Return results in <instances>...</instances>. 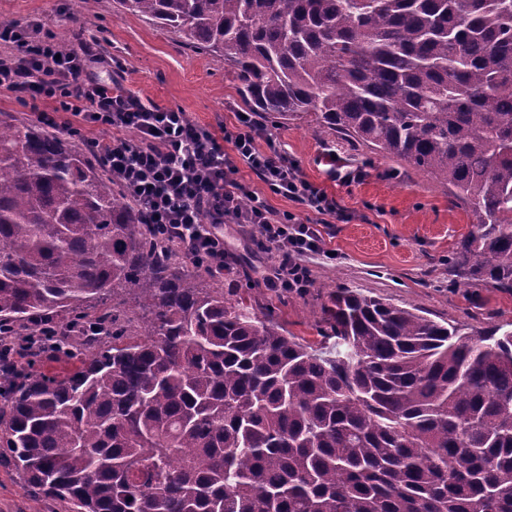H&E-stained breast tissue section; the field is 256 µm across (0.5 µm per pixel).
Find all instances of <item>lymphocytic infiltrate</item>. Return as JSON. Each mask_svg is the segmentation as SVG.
Returning a JSON list of instances; mask_svg holds the SVG:
<instances>
[{"instance_id": "obj_1", "label": "lymphocytic infiltrate", "mask_w": 512, "mask_h": 512, "mask_svg": "<svg viewBox=\"0 0 512 512\" xmlns=\"http://www.w3.org/2000/svg\"><path fill=\"white\" fill-rule=\"evenodd\" d=\"M111 65L94 44L63 52L52 33L0 28V89L25 104L54 100L52 111L37 113L38 122L90 143L159 237L221 273L227 269L224 225H252L257 244L272 255L265 286L298 293L310 288L308 258L331 256L315 224L272 210L263 194L236 175L247 166L269 192L320 215L335 213V200L301 178L287 151L252 113H237L233 126L214 133L181 110L142 104L123 88L103 83L96 69ZM100 130L111 131V138H97Z\"/></svg>"}]
</instances>
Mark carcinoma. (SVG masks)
<instances>
[{"mask_svg":"<svg viewBox=\"0 0 512 512\" xmlns=\"http://www.w3.org/2000/svg\"><path fill=\"white\" fill-rule=\"evenodd\" d=\"M224 62L247 110L431 174L512 291V0H98ZM312 345L155 239L79 143L0 119V448L70 512H512V331L342 288ZM20 345H16V349L24 346L23 351L16 353L14 351L13 361L18 364L19 370H28L33 366V369H46L44 362L47 360L44 354L39 353L37 345L31 346L26 341L19 342ZM44 364V366H43Z\"/></svg>","mask_w":512,"mask_h":512,"instance_id":"obj_1","label":"carcinoma"}]
</instances>
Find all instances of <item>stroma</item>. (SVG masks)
I'll use <instances>...</instances> for the list:
<instances>
[{
    "instance_id": "35a3bbf8",
    "label": "stroma",
    "mask_w": 512,
    "mask_h": 512,
    "mask_svg": "<svg viewBox=\"0 0 512 512\" xmlns=\"http://www.w3.org/2000/svg\"><path fill=\"white\" fill-rule=\"evenodd\" d=\"M0 17L20 25L41 24L52 33L69 32L73 42L94 35L103 56L123 67L115 78L144 102L187 112L190 120L213 130L233 125L243 105L223 62L200 55L142 18L101 12L95 0H0ZM266 128L286 148L305 180L336 201L338 215L320 227L336 262L315 260L313 285L306 292L277 293L262 278L271 255L254 242L246 224L224 227V246L238 264L252 270L250 295L270 308L279 322L305 342L325 332L323 308L331 294L349 288L404 306L424 308L436 321L477 333L490 326L512 329V293L476 283L453 285L448 260L457 243L474 231L471 212L449 189L426 173L405 167L324 132L303 119ZM336 147L361 179H332L321 158ZM66 503L41 494L0 454V512H66Z\"/></svg>"
}]
</instances>
